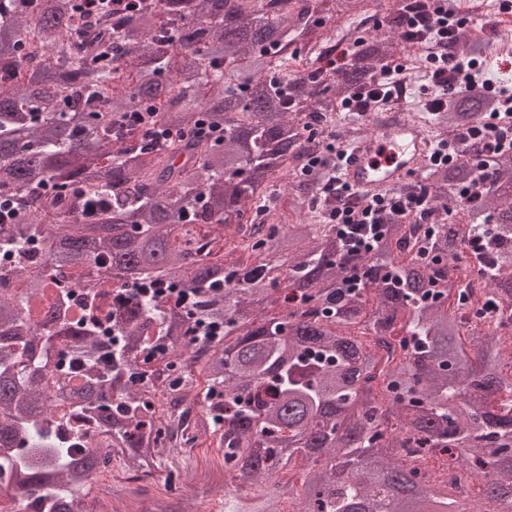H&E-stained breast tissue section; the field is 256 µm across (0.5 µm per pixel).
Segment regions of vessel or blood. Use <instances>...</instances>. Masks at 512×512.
<instances>
[{
	"label": "vessel or blood",
	"mask_w": 512,
	"mask_h": 512,
	"mask_svg": "<svg viewBox=\"0 0 512 512\" xmlns=\"http://www.w3.org/2000/svg\"><path fill=\"white\" fill-rule=\"evenodd\" d=\"M372 130L349 142L345 179L363 196L398 189L429 160L428 134L403 116L390 113L371 123Z\"/></svg>",
	"instance_id": "b4317fda"
}]
</instances>
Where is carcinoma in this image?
Wrapping results in <instances>:
<instances>
[{"label":"carcinoma","mask_w":512,"mask_h":512,"mask_svg":"<svg viewBox=\"0 0 512 512\" xmlns=\"http://www.w3.org/2000/svg\"><path fill=\"white\" fill-rule=\"evenodd\" d=\"M370 12V0H141L86 19L76 0H0V202L17 213L0 223V282L25 275L10 258L30 246L42 267L25 296H0V499L13 512H105L76 491L114 459L206 492L212 472L176 464L203 436L254 490L225 491L224 512H282L274 475L296 460L297 512H482L427 486L411 451L466 469L477 501L512 512V354L491 333L461 334L456 283L463 264L487 277L512 317V149L491 157L476 206L460 199L471 158L424 167L428 259L396 248L402 224L355 253L317 222L334 159L320 130L406 56L392 10L342 69L318 72L336 49L330 22ZM497 110L478 85L430 121L455 137ZM137 113L142 125L123 121ZM202 120L219 140L196 135ZM279 171L288 213L241 244L248 259L224 251L226 219L248 223ZM187 225L205 252L184 245ZM464 225L483 239L474 256L458 249ZM353 269L360 287H341ZM90 281L118 345L68 317L70 289ZM151 283L190 305L137 292ZM269 303L286 311L266 315ZM55 338L76 380L52 397L36 353Z\"/></svg>","instance_id":"obj_1"}]
</instances>
